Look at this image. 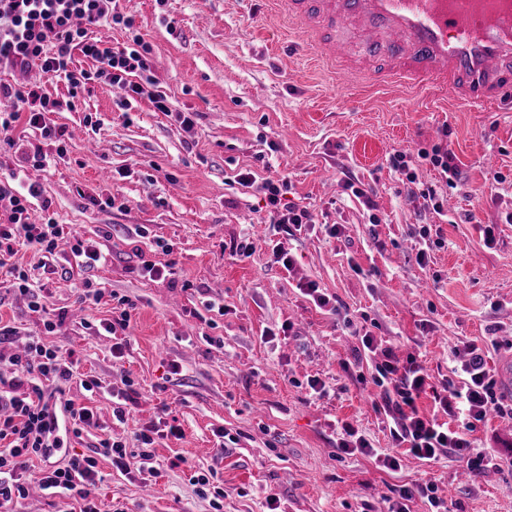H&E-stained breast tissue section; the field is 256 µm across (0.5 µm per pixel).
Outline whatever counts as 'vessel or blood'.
<instances>
[{
    "label": "vessel or blood",
    "instance_id": "obj_1",
    "mask_svg": "<svg viewBox=\"0 0 512 512\" xmlns=\"http://www.w3.org/2000/svg\"><path fill=\"white\" fill-rule=\"evenodd\" d=\"M337 79L512 109V0H271Z\"/></svg>",
    "mask_w": 512,
    "mask_h": 512
}]
</instances>
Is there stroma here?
<instances>
[{"label":"stroma","mask_w":512,"mask_h":512,"mask_svg":"<svg viewBox=\"0 0 512 512\" xmlns=\"http://www.w3.org/2000/svg\"><path fill=\"white\" fill-rule=\"evenodd\" d=\"M120 9L132 28L104 23L91 37L119 46L139 34L171 109L200 118L193 129L178 128L145 98L124 114L119 90L104 78L74 109L53 115L69 134L66 151L59 157L46 146L51 165L27 169V177L51 199L57 223L108 252L92 276L128 299L130 318L118 361L111 337L98 333L111 301L81 303L60 256L46 281L49 308L66 313L54 333L0 289V325L14 331L1 350L41 337L74 351L81 373L100 384L92 392L76 380L64 384L63 398L93 408L99 427L67 438L49 460L32 459L26 478L45 462L92 455L99 512H214L191 480L196 470L215 471L223 512H265L270 495L278 512H388L400 489L421 480L434 484L448 512H512L510 418L492 413L476 423L472 440L496 452L478 472L452 454L428 463L404 450L390 471L338 446L345 422L375 448L390 446L370 370L357 359L358 329L374 336V361L387 350L401 361L418 355L434 390L470 360L472 347L491 369L512 361V111L333 80L314 55L300 56L266 0H120ZM89 117L96 128L86 127ZM441 141L457 158L459 184L441 188L438 215L419 197L436 181L431 166L408 184L390 158ZM235 167L287 178L288 201L316 216L288 237L291 270L273 262L264 202L230 182ZM326 168L334 177L323 176ZM497 173L503 182H494ZM356 187L365 198L353 195ZM367 198L379 223L369 221ZM469 213L476 222H466ZM333 224L335 237L326 231ZM425 224L440 227L442 242L421 264ZM483 224L495 228L493 245L483 241ZM243 241L251 256L236 252ZM145 259L169 260V275H138ZM308 281L335 298L336 314L300 295ZM209 300L216 309L206 308ZM288 322L290 334L281 335ZM269 327L278 331L270 343L262 336ZM313 378L325 395L311 392ZM129 379L135 394L127 401ZM149 425L182 434L161 440L150 465L135 458L129 473L113 469L102 441L137 448Z\"/></svg>","instance_id":"obj_1"}]
</instances>
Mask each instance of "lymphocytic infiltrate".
Segmentation results:
<instances>
[{
    "label": "lymphocytic infiltrate",
    "mask_w": 512,
    "mask_h": 512,
    "mask_svg": "<svg viewBox=\"0 0 512 512\" xmlns=\"http://www.w3.org/2000/svg\"><path fill=\"white\" fill-rule=\"evenodd\" d=\"M124 21L118 0H0V71L39 68L64 82L73 97L90 81L105 77L124 91L126 102L145 97L156 111H167L166 96L158 90L150 70L149 43L136 35L124 46L110 47L88 35L92 26ZM80 56L95 62V69L78 67L76 59ZM61 108V101L47 96L40 85L1 83L0 142L15 146L13 131L22 119L39 131L42 139L64 142L66 130L52 118ZM236 181L256 186L280 231L312 223L313 216L306 207L285 203L284 197L291 190L287 179L260 181L254 172L244 169L237 173ZM42 195L40 185L26 182L23 168L0 180V269L5 272L6 289L25 297L30 311L43 314L44 329L51 333L59 317L48 309L39 279L12 264L18 247L49 258L55 256L60 244H67L82 277L80 299L84 302L96 303L103 297L89 272L106 256L72 225L51 220L31 223L30 213ZM2 363L9 364L14 375L7 380L0 378V505L27 495L22 473L31 457H49L51 449L60 445L59 435L69 426L83 431L96 425L94 413L87 407L68 402L54 410L43 401L44 386L58 387L79 377L80 360L74 352L37 338L22 352L8 355L0 351ZM462 371L460 381H449L442 392L433 395L436 407L449 416L448 421L441 422L421 412L417 405L429 376L416 356H408L402 365L390 356L375 364L371 379L382 391L393 447L428 462L452 454L466 460L471 470H481L485 455L475 452L470 434L488 411L512 417V404L497 397L496 379L486 369L481 354H474ZM25 385L30 386V393H22ZM97 465L93 456L74 455L66 465L45 467L40 487L48 495H77L79 512H98L92 495Z\"/></svg>",
    "instance_id": "obj_1"
}]
</instances>
